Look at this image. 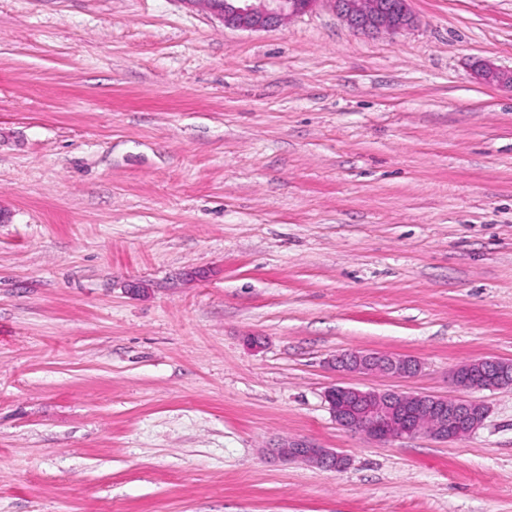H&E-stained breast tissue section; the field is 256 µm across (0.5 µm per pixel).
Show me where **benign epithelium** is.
<instances>
[{"instance_id":"7a95c632","label":"benign epithelium","mask_w":512,"mask_h":512,"mask_svg":"<svg viewBox=\"0 0 512 512\" xmlns=\"http://www.w3.org/2000/svg\"><path fill=\"white\" fill-rule=\"evenodd\" d=\"M323 1L329 2L358 34H396L414 22L409 0H393L386 9L379 0H206L224 26L249 31L275 28L285 18L309 12ZM475 76L485 84L512 85V76L490 63L480 65ZM331 368L339 373L379 372L406 377L417 373L420 364L412 357L346 351L332 359ZM451 380L463 392L497 390L512 381V362L490 358L471 360L456 367ZM325 400L339 426L379 442L422 433L442 442L456 441L479 429L488 413L483 403L466 397L363 390L355 386L331 387L325 393ZM280 451L286 458H300L327 470L341 471L347 465L346 457L306 440L287 442Z\"/></svg>"}]
</instances>
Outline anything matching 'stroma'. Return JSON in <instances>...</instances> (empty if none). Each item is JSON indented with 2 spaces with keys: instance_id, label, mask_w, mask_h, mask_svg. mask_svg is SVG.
I'll return each instance as SVG.
<instances>
[{
  "instance_id": "obj_1",
  "label": "stroma",
  "mask_w": 512,
  "mask_h": 512,
  "mask_svg": "<svg viewBox=\"0 0 512 512\" xmlns=\"http://www.w3.org/2000/svg\"><path fill=\"white\" fill-rule=\"evenodd\" d=\"M410 8L0 0V512H512V387L447 443L325 401L341 351L512 360V0ZM225 27L260 31L276 28L290 16L313 10L329 2L345 23L356 33L374 35L399 33L410 27L414 17L409 0H395L384 9L381 0H205ZM280 451L287 459L300 458L327 470L341 471L348 464L347 458L336 451L330 448H319L306 440L284 443Z\"/></svg>"
}]
</instances>
